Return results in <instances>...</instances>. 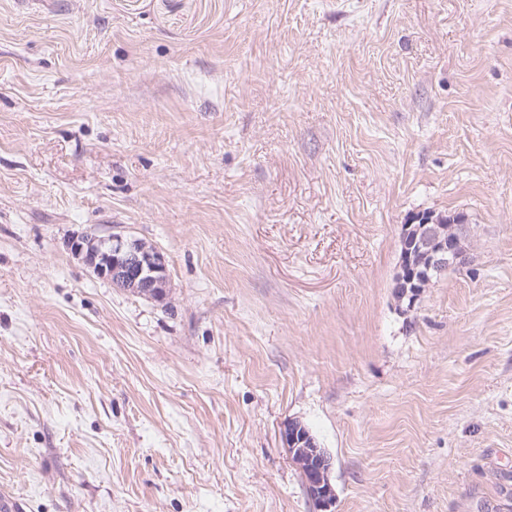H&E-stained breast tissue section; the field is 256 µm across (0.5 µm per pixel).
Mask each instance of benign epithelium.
<instances>
[{
	"label": "benign epithelium",
	"instance_id": "obj_1",
	"mask_svg": "<svg viewBox=\"0 0 512 512\" xmlns=\"http://www.w3.org/2000/svg\"><path fill=\"white\" fill-rule=\"evenodd\" d=\"M468 229L467 218L460 212L423 214L402 225L403 257L395 275L394 294L398 301H407V310L414 308L418 296L433 280L450 268L468 263L463 246ZM70 248L117 288L156 299L165 294V260L152 247L114 233L101 240L83 236L73 240ZM281 440L301 472L316 512H330L335 500L330 481L331 458L299 422L290 420L284 424Z\"/></svg>",
	"mask_w": 512,
	"mask_h": 512
}]
</instances>
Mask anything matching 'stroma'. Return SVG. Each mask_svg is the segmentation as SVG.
<instances>
[{
    "instance_id": "stroma-1",
    "label": "stroma",
    "mask_w": 512,
    "mask_h": 512,
    "mask_svg": "<svg viewBox=\"0 0 512 512\" xmlns=\"http://www.w3.org/2000/svg\"><path fill=\"white\" fill-rule=\"evenodd\" d=\"M115 233L163 298L68 247ZM291 419L332 512L512 503V0H0V493L314 512ZM463 213L422 214L403 224V257L395 275L394 294L398 302L407 299V312L431 282L450 268H460L469 261L463 246L470 224ZM409 244V246H407ZM90 239L92 243L85 245ZM94 242L99 245L92 248ZM70 248L84 255L95 272L113 286L151 298H163L167 269L163 256L154 248L117 233L107 239L86 235L73 240ZM281 440L288 448L304 480L307 493L318 512H331L335 491L330 481L331 458L319 448L308 429L288 420L281 429Z\"/></svg>"
}]
</instances>
